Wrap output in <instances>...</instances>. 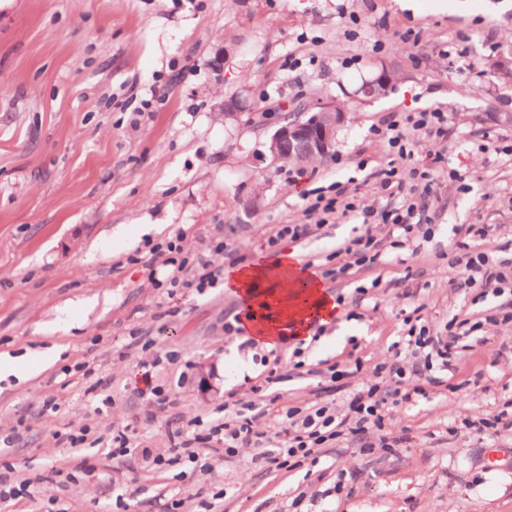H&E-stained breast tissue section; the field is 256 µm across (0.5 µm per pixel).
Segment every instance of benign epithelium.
<instances>
[{"label": "benign epithelium", "mask_w": 512, "mask_h": 512, "mask_svg": "<svg viewBox=\"0 0 512 512\" xmlns=\"http://www.w3.org/2000/svg\"><path fill=\"white\" fill-rule=\"evenodd\" d=\"M342 118L343 113L324 108L313 124L295 122L278 127L269 147L272 161L279 160L285 153V146H291L297 141L306 142L312 154L317 157L330 154L335 144L336 128Z\"/></svg>", "instance_id": "obj_1"}]
</instances>
